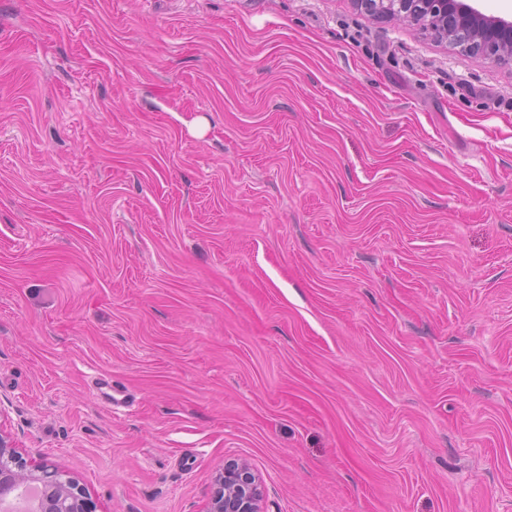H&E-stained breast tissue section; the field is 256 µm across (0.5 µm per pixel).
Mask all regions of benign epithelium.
Instances as JSON below:
<instances>
[{
  "label": "benign epithelium",
  "instance_id": "benign-epithelium-1",
  "mask_svg": "<svg viewBox=\"0 0 512 512\" xmlns=\"http://www.w3.org/2000/svg\"><path fill=\"white\" fill-rule=\"evenodd\" d=\"M475 0H352L378 19L423 20L435 37L495 63L512 61V19L487 15ZM54 478L53 469L27 464L0 434V484ZM215 491L206 512H263L261 485L244 462L229 461L217 472ZM40 512H94L82 487L73 479L60 481L55 497Z\"/></svg>",
  "mask_w": 512,
  "mask_h": 512
}]
</instances>
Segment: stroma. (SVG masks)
I'll use <instances>...</instances> for the list:
<instances>
[{"label": "stroma", "instance_id": "obj_1", "mask_svg": "<svg viewBox=\"0 0 512 512\" xmlns=\"http://www.w3.org/2000/svg\"><path fill=\"white\" fill-rule=\"evenodd\" d=\"M0 405L96 512L230 459L264 512H512V64L351 0H0Z\"/></svg>", "mask_w": 512, "mask_h": 512}]
</instances>
